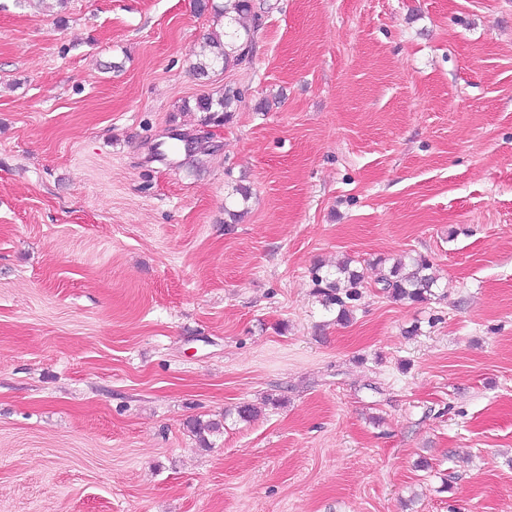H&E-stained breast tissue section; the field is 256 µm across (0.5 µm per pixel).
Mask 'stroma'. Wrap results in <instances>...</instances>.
I'll return each mask as SVG.
<instances>
[{"label":"stroma","instance_id":"1","mask_svg":"<svg viewBox=\"0 0 512 512\" xmlns=\"http://www.w3.org/2000/svg\"><path fill=\"white\" fill-rule=\"evenodd\" d=\"M197 2L0 0V512H512V0ZM215 12L223 14L224 27L222 31L208 34L206 46L209 53L205 54L206 61L199 62L193 69L196 75L204 78L209 70L220 66L227 69L232 65L242 63L254 42V28L239 24L243 15L251 13V0H224L223 6L214 5ZM240 91L224 86L222 92L216 96L214 94H202L194 99V110L206 113L209 121H224L226 114L234 112L242 100ZM220 118V119H219ZM382 290L394 300L421 302L433 295L438 280L432 273V264L422 256L410 257L409 263H394L381 280ZM350 261L336 267V278L330 279L328 276H320L317 270L314 273L315 281L318 285V292L323 296L325 306L336 305L337 321L348 322L353 311V302L361 297L359 288H363L362 275L349 268ZM324 283V287L321 284ZM344 283V288L340 284Z\"/></svg>","mask_w":512,"mask_h":512}]
</instances>
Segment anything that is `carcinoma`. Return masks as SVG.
Here are the masks:
<instances>
[{
    "label": "carcinoma",
    "instance_id": "carcinoma-1",
    "mask_svg": "<svg viewBox=\"0 0 512 512\" xmlns=\"http://www.w3.org/2000/svg\"><path fill=\"white\" fill-rule=\"evenodd\" d=\"M253 9L251 0H224L223 6H214V11L224 16V27L221 31L208 34L206 46L209 53L206 61L194 66L196 75L204 78L209 70L219 66L226 69L243 62L254 42V29L239 24V19ZM240 91L225 86L217 95L202 94L194 99V110L207 114L208 120L225 118L226 114L235 111L241 102ZM319 284L318 292L323 296L325 305L338 307L337 320L347 322L351 318L353 302L361 297L363 287L362 275L349 268L345 262L336 267V278L331 279L314 273ZM382 290L395 300H410L421 302L433 295V289L438 287V280L432 273V264L422 256L412 257L405 263L399 261L390 268L388 274L381 280ZM222 424L199 418L189 425L190 431L200 444L211 448L209 436L220 433Z\"/></svg>",
    "mask_w": 512,
    "mask_h": 512
}]
</instances>
